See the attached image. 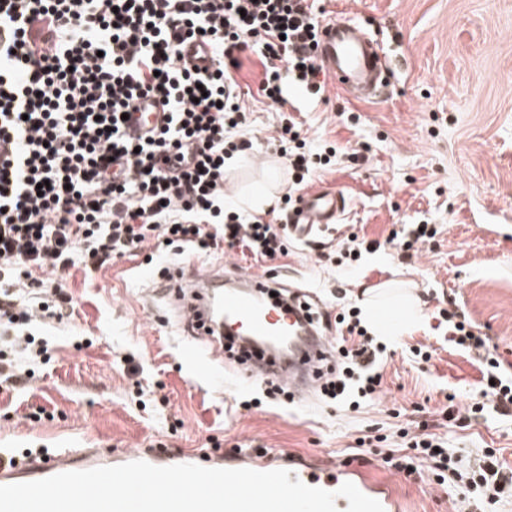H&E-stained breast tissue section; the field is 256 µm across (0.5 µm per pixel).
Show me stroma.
<instances>
[{"label": "stroma", "instance_id": "stroma-1", "mask_svg": "<svg viewBox=\"0 0 512 512\" xmlns=\"http://www.w3.org/2000/svg\"><path fill=\"white\" fill-rule=\"evenodd\" d=\"M325 7L330 19L378 35L392 78L368 100L331 83L324 99L305 103L308 139L342 150L308 187L343 191L346 209L336 228L319 234L323 252L292 239L272 266L291 287L314 293L322 311L364 307L368 286L403 305L409 323L385 338L379 395L356 411L319 394L244 409L258 383L233 361L209 360L210 343L184 333L177 306L151 295L156 265L124 258L65 274L74 311L36 324L49 341V362L26 388L0 390V448L93 456L253 443L347 462L369 435L359 466L394 481L409 512H451L430 466L408 477L383 460L397 448L399 429L424 423L464 464L493 448L512 472V421L477 414L463 428L456 419L482 399V365L438 319L442 308L464 312L512 375V0H327ZM262 71L249 56L237 74L250 121L243 135L254 148L226 163L224 187L235 206L257 194L277 202L288 185L285 163L266 150L280 113L258 92ZM348 111L358 125L346 121ZM404 224H432L438 233L403 258L387 239ZM351 233L379 247L347 265L340 244ZM420 346L429 347L430 361L414 359ZM38 409L41 419H32Z\"/></svg>", "mask_w": 512, "mask_h": 512}]
</instances>
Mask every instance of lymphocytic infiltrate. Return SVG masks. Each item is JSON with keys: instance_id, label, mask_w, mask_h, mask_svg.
<instances>
[{"instance_id": "1", "label": "lymphocytic infiltrate", "mask_w": 512, "mask_h": 512, "mask_svg": "<svg viewBox=\"0 0 512 512\" xmlns=\"http://www.w3.org/2000/svg\"><path fill=\"white\" fill-rule=\"evenodd\" d=\"M325 14L321 0H0V148L11 155L0 164V333L10 337L0 384L32 376L45 349L29 327L67 317L62 274L76 265L102 268L149 243L257 262L287 255L296 194L337 150H311L300 122L283 114L267 145L288 168L290 193L268 221L225 207V161L253 147L240 135L248 118L235 74L254 55L273 104H291L296 91L322 98L312 50ZM197 39L213 51L210 68L182 61V44ZM143 98L156 99L167 121L134 137L124 116ZM444 316L455 344L483 357L484 397L511 416L512 378L465 314ZM335 329L341 370L322 391L356 409L378 392L387 346L355 308ZM410 448L389 466L411 474L419 461L446 470L458 460L432 433ZM459 492L467 504L512 500L495 449H483Z\"/></svg>"}]
</instances>
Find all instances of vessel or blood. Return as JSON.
Returning <instances> with one entry per match:
<instances>
[{
    "instance_id": "vessel-or-blood-1",
    "label": "vessel or blood",
    "mask_w": 512,
    "mask_h": 512,
    "mask_svg": "<svg viewBox=\"0 0 512 512\" xmlns=\"http://www.w3.org/2000/svg\"><path fill=\"white\" fill-rule=\"evenodd\" d=\"M318 63L337 87L355 99L377 95L388 82V59L381 53L377 40L351 22H326L316 49ZM346 208L342 191H309L293 214L288 230L300 241L309 240L319 230L337 223ZM271 277H258L239 269L224 272L214 268L192 270L171 267L156 278V293L180 294L189 290L193 296L184 312L188 323L199 333L217 329V316H224L232 329L224 336L225 347H233L242 337L259 340L241 366L247 375H258L285 385L291 397L300 399L307 393L309 382L322 381L329 373L332 345L312 325L302 302L284 304L271 295ZM143 460L155 466L174 463L197 464L208 468H250L258 471L285 469L292 478L326 490H336L342 483H353L363 494L377 500L384 512H404L402 499L392 485L372 478L344 464L329 463L316 456H281L280 453L228 451L219 457H205L189 450L178 457L166 451L128 449L114 457L120 465ZM30 472L44 479L70 471L65 457L48 456L32 460Z\"/></svg>"
}]
</instances>
